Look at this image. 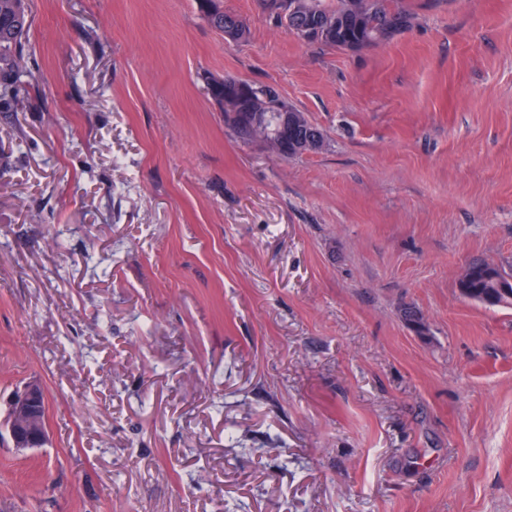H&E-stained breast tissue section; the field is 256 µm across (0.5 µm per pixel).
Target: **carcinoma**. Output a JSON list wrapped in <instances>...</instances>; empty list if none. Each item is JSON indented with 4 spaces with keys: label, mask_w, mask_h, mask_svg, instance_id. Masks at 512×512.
I'll return each mask as SVG.
<instances>
[{
    "label": "carcinoma",
    "mask_w": 512,
    "mask_h": 512,
    "mask_svg": "<svg viewBox=\"0 0 512 512\" xmlns=\"http://www.w3.org/2000/svg\"><path fill=\"white\" fill-rule=\"evenodd\" d=\"M274 15L297 4V10L288 23V30L301 40L310 39L328 47L351 50L375 46L395 34L408 29L412 14L404 0H336V6L325 0H260ZM208 25L219 33L236 30L240 40L248 35L247 27L237 16L224 12L219 0H205L198 5ZM29 15L26 0H0V112L12 111L14 105L30 94L35 74L28 66L31 50L27 43ZM211 101L224 110L226 86L220 77H206ZM262 97H256L254 108L261 111L260 121L247 129L236 130L245 141H259L278 158H283V140L288 145H301L317 138L325 139L321 128L305 113L291 108L292 122L288 129L281 128L278 119L262 111ZM503 269L485 260L468 264L461 279L470 289L469 299L486 306L512 305V298L497 297V278Z\"/></svg>",
    "instance_id": "1"
}]
</instances>
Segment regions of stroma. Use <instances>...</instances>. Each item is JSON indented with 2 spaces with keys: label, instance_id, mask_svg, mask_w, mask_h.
Masks as SVG:
<instances>
[{
  "label": "stroma",
  "instance_id": "35a3bbf8",
  "mask_svg": "<svg viewBox=\"0 0 512 512\" xmlns=\"http://www.w3.org/2000/svg\"><path fill=\"white\" fill-rule=\"evenodd\" d=\"M360 51L259 0H29L0 112V512H512V0H405ZM214 74L275 85L322 150L240 140ZM417 308L426 325L405 321ZM197 2H211L213 5V12L203 13L204 8L207 7L206 3H199L198 10L206 20L208 25L215 31L224 35V31L236 30L240 33V40L244 41L247 38L248 31L246 25L237 16L224 12L221 6V0L215 2L214 0H197ZM505 273L503 269L485 260H476L468 264L458 283L466 280L470 289L468 299L486 306L512 305V278L499 279L498 288L506 297H494L497 294V278ZM506 274V273H505ZM45 395L37 382H30L9 403L5 425L13 447L18 452L41 448L47 441V423L42 431L39 423Z\"/></svg>",
  "mask_w": 512,
  "mask_h": 512
}]
</instances>
